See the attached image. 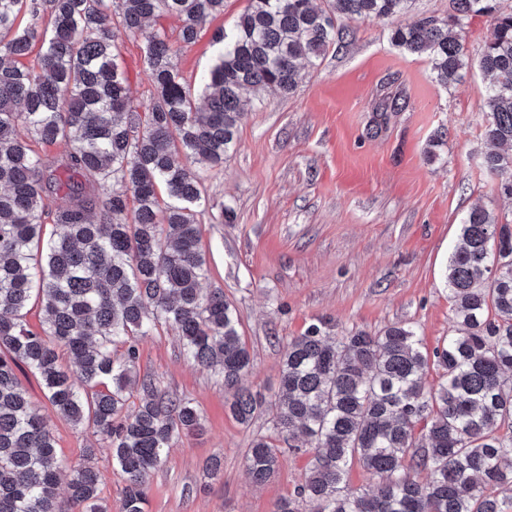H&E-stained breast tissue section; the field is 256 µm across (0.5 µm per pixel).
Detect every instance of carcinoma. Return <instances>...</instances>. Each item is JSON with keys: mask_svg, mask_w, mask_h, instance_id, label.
<instances>
[{"mask_svg": "<svg viewBox=\"0 0 512 512\" xmlns=\"http://www.w3.org/2000/svg\"><path fill=\"white\" fill-rule=\"evenodd\" d=\"M502 0H449L448 17L391 29L395 46L431 59L449 86L468 63L461 33L479 15L492 38L479 54L486 81L483 168L512 197V10ZM410 0H250L195 91L172 62L178 49L150 21H182L180 41L224 14V0H0V512H109L93 450L63 462L16 369L40 377L48 402L88 423L112 449L126 486L121 512H144L147 484L173 439L201 427L192 402L137 379V343L175 330L184 354L224 379L241 424L267 415L288 448L255 436L248 474L265 483L282 453L311 445L303 482L274 512H512V223L475 207L463 218L445 279L455 334L427 351L393 324L329 335L312 325L286 346L270 399L243 384L251 356L224 291H203L197 224L204 168L238 144L244 93L293 92L301 61L336 44V21L405 14ZM142 39L152 94L138 111L115 33ZM36 64L27 66L34 46ZM63 148L46 161L33 145ZM186 163L180 165L175 155ZM67 203L51 209L53 199ZM60 231L44 232L46 218ZM40 302L41 329L24 310ZM442 371L428 387L429 365ZM139 404L124 414L132 387ZM377 479L348 490L353 465ZM427 478H419L421 472ZM490 489L502 490L498 497Z\"/></svg>", "mask_w": 512, "mask_h": 512, "instance_id": "carcinoma-1", "label": "carcinoma"}]
</instances>
